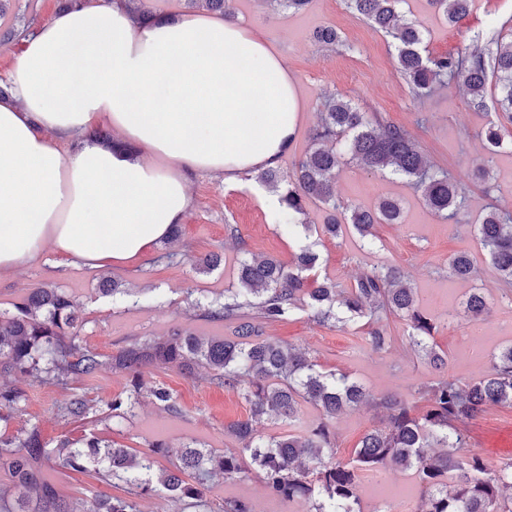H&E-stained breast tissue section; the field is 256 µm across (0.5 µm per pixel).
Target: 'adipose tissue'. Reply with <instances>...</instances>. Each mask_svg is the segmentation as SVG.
<instances>
[{
  "label": "adipose tissue",
  "instance_id": "obj_1",
  "mask_svg": "<svg viewBox=\"0 0 512 512\" xmlns=\"http://www.w3.org/2000/svg\"><path fill=\"white\" fill-rule=\"evenodd\" d=\"M0 99V272L46 248L91 270L142 257L181 223L189 176L274 166L303 110L253 25L203 13L137 23L115 0L26 39ZM112 127L118 149L89 138Z\"/></svg>",
  "mask_w": 512,
  "mask_h": 512
}]
</instances>
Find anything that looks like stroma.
<instances>
[{
    "instance_id": "1",
    "label": "stroma",
    "mask_w": 512,
    "mask_h": 512,
    "mask_svg": "<svg viewBox=\"0 0 512 512\" xmlns=\"http://www.w3.org/2000/svg\"><path fill=\"white\" fill-rule=\"evenodd\" d=\"M232 8L276 45L298 84L304 106L301 124L278 163L279 170L292 171L307 150L325 96L343 97L361 111L403 126L431 163L464 181L466 206L457 221L440 219L403 180L367 171L346 156L336 173V199L341 206L371 207L383 197L404 202L402 222L376 225L369 248L352 231L335 238L285 232L278 211L267 202L270 190L254 174L242 175L234 183L225 182L220 174L195 175L189 183L192 207L177 242L157 244L137 262L98 271L71 265L59 252L46 249L19 269L0 273V311L12 310L31 288L65 291L77 305L84 345L106 357L135 340L185 328L205 337L230 336L233 323L205 318L203 303L232 285L243 255L272 256L290 265L300 246L309 241L321 257L320 276L341 289L377 266L403 269L420 309L436 326L433 342L447 354L448 368L435 370L410 347L409 327L401 318L386 320L393 341L378 353L365 343L368 328L363 320L320 325L304 309L295 310L286 320L263 324L264 335L309 352L323 369L350 374L373 395L402 397L414 401L420 410L425 403L419 390L441 375L463 382L491 375L499 354L512 346V286L498 279L475 231L491 208L512 212V150L490 156L482 142L485 128L501 119L494 93H487L481 110L470 105L466 92L455 82L417 98L397 68L390 37L349 9L346 0H311L299 12L272 8L266 0H233ZM399 10L405 19L421 25L433 55L482 48L491 35L512 34V0H474L470 14L454 24L431 9L427 0H402ZM327 26L339 32L341 45L314 41V31ZM480 162L490 171L489 183L467 178L471 167ZM460 251L469 252L475 261V274L466 281L448 275V261ZM213 252L223 253V265L208 273L197 272L195 261ZM105 278L125 288V296L114 299L101 294L99 286ZM477 291L487 297L490 311L470 320L462 314L463 303ZM143 381L148 387H168L179 413L168 412L145 396L133 417L118 428L95 417L67 420L59 413L67 390L18 377L14 383L25 395L10 429L35 427L49 442L93 433L138 451L157 442L175 447L201 443L216 453L234 447L227 430L250 414L249 404L238 392L214 384L204 369L191 378L174 368L153 367L145 371ZM127 384L124 373L106 367L76 384L74 391L99 405L125 391ZM380 419V413L369 406L338 416L331 429L339 455L349 457ZM511 427L512 406L492 407L468 425V443L490 466H497L512 460V450L498 445L500 434ZM380 481L402 489L391 500L392 512H415L418 482L411 473L398 470L379 478L365 477L361 507L371 506L369 491ZM233 498L250 500L256 512L303 510L299 503L275 497L254 475L235 482L216 479L205 496L203 511L163 496L141 500L140 510L222 512L225 500Z\"/></svg>"
}]
</instances>
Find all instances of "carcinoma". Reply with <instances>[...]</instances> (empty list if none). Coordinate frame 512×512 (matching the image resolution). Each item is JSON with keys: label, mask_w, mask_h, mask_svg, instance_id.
I'll list each match as a JSON object with an SVG mask.
<instances>
[{"label": "carcinoma", "mask_w": 512, "mask_h": 512, "mask_svg": "<svg viewBox=\"0 0 512 512\" xmlns=\"http://www.w3.org/2000/svg\"><path fill=\"white\" fill-rule=\"evenodd\" d=\"M402 0H346L347 7L393 39L396 64L416 96L430 95L436 86L461 83L476 108L485 106L489 79L498 89L496 103L507 124H492L484 134L492 154L512 147V40L493 35L488 50L457 51L431 56L425 34L414 21L402 20ZM448 22L456 23L472 7V0H428ZM226 17L231 0H186ZM29 26H0V43L23 40ZM310 147L291 174L274 168L259 171L256 179L279 195L288 230L299 223L306 202L314 200L329 211L323 234L336 237L352 227L367 244L377 224H398L401 204L382 198L372 209L342 207L336 202V170L343 144L350 159L363 168L387 171L420 193L424 205L445 220H455L464 207L460 181L430 163L409 133L399 125L370 117L349 100L330 95ZM487 260L500 279L512 284V212L489 211L476 225ZM320 255L306 244L294 265L273 257L243 259L236 282L204 306V317L236 323L234 335L213 339L191 331L133 342L105 358L82 344L78 316L70 296L55 288L36 287L11 312L0 313V375L17 374L67 388L109 366L128 376L127 389L112 397L102 413L121 423L134 413L142 396L143 369L173 367L191 373L206 368L216 383L237 391L250 405V417L230 426L238 444L224 454L203 447L172 448L162 442L147 452L130 449L95 435L45 441L38 428L7 433L11 412L23 400L17 386H0V469L12 491L0 489V512H140L139 500L164 493L198 507L206 505L205 491L217 478L241 481L258 476L270 492L307 506V512H355L361 478L388 469L410 470L421 487L416 512H512V462L489 467L469 448L466 425L491 406H512V346L501 352L493 373L463 383L450 376L424 390L426 410L418 414L409 401L387 396L375 399L345 373L324 371L305 353L262 336L260 324L279 322L296 309H307L319 324L345 313L349 319L368 318L370 349L381 352L392 343L381 321L398 316L408 322L409 345L436 367L448 364L431 343L435 325L418 307L414 288L397 267L374 268L345 290L316 278ZM474 273L470 253L460 251L448 263V274L467 280ZM488 312L484 294L469 295L464 316L479 319ZM149 395L172 413L179 412L173 393L164 385ZM321 412L320 421L302 432L293 430L299 404ZM375 404L385 423L367 432L351 457L337 455L330 430L336 416ZM63 416L86 419L97 412L84 396L72 393L61 405ZM265 419L281 432L263 437L254 422ZM174 458L172 467L156 468V456ZM62 469L106 483L119 490L77 502L44 477Z\"/></svg>", "instance_id": "1"}]
</instances>
